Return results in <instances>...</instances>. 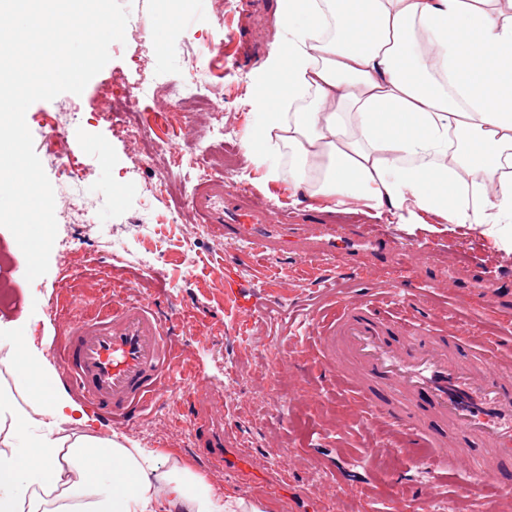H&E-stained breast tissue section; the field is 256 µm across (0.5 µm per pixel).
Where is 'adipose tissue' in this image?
Here are the masks:
<instances>
[{
	"mask_svg": "<svg viewBox=\"0 0 512 512\" xmlns=\"http://www.w3.org/2000/svg\"><path fill=\"white\" fill-rule=\"evenodd\" d=\"M286 36L255 75L245 156L293 197L425 232L468 228L512 253V0H277ZM285 151L287 164L274 162ZM33 435L0 388V512H261L136 442L77 433L56 373L29 366Z\"/></svg>",
	"mask_w": 512,
	"mask_h": 512,
	"instance_id": "1",
	"label": "adipose tissue"
}]
</instances>
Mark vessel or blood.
I'll return each instance as SVG.
<instances>
[{"label": "vessel or blood", "instance_id": "vessel-or-blood-1", "mask_svg": "<svg viewBox=\"0 0 512 512\" xmlns=\"http://www.w3.org/2000/svg\"><path fill=\"white\" fill-rule=\"evenodd\" d=\"M199 223L224 240V261L233 266L250 255L289 252L342 253L351 270L363 258L396 256L390 235L368 230L348 234L329 224L320 208L268 210L247 196L231 194L223 179L199 183L190 199ZM422 284L415 266L393 294L400 308L390 316L369 289L336 299L338 316L312 321V339L328 371L354 395L363 428L382 421L398 441L426 440L433 470L454 467L462 441L477 437L502 460L512 459V356L498 342L469 337L470 353L458 360L457 332L418 316L415 299ZM179 340L152 306L127 298L110 300L92 316L71 321L62 362L71 386L108 421L136 420L161 396ZM190 418L206 459L228 469L242 452L224 445V408L213 398Z\"/></svg>", "mask_w": 512, "mask_h": 512}]
</instances>
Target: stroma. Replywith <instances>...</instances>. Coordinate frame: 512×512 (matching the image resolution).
<instances>
[{"label":"stroma","mask_w":512,"mask_h":512,"mask_svg":"<svg viewBox=\"0 0 512 512\" xmlns=\"http://www.w3.org/2000/svg\"><path fill=\"white\" fill-rule=\"evenodd\" d=\"M272 12L268 5L243 10L240 0H131L124 42L111 44L110 61L83 93L30 106L34 149L55 191L57 237L71 249H52L47 274L30 282L14 236L0 227V291L7 294L0 336L22 333L33 358L59 373L58 347L74 309L95 312L116 291L156 307L183 342L171 392L132 424L99 417L92 429L179 457L263 512H417L427 485L448 506L479 497L468 474L431 472L420 447L370 450L351 419L347 389L327 376L313 351L290 350L301 321L333 316L337 290L386 292L401 280L402 264L368 261L357 279L340 258H327L317 263L319 283L305 274L309 262L288 254L228 269L222 240L187 213L193 186L177 155L190 141L205 147V162L232 189L271 208L293 204L287 184L262 183L242 148L247 128L260 124L245 100L274 41ZM145 83L153 92L138 98ZM212 104L224 109V136L216 140ZM135 121L145 127L137 142L122 134ZM72 159L81 179L66 187L60 166ZM162 181L167 188L160 192ZM177 210L183 219L170 223ZM115 238L126 241V253H113ZM427 241L420 280L457 290L428 293L425 314L464 324L473 336L505 329L483 311L482 271L468 260L478 255L498 267L499 299L512 307V256L465 228ZM147 257L152 266H144ZM68 264L76 274L60 279ZM260 268L281 288L267 292L256 278ZM241 297L255 304L257 318L240 313ZM214 391L224 395L227 441L247 452L234 470L200 455L187 415L190 400Z\"/></svg>","instance_id":"obj_1"}]
</instances>
